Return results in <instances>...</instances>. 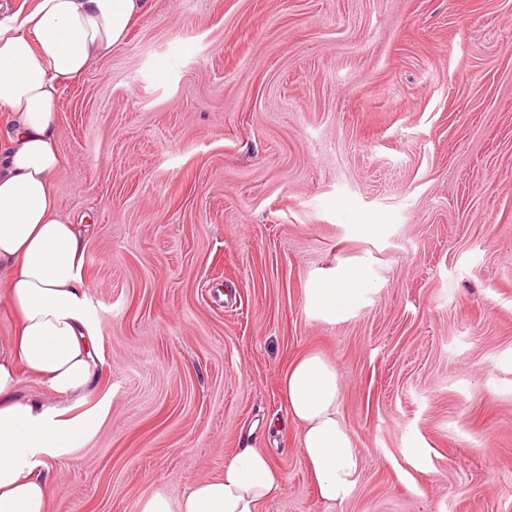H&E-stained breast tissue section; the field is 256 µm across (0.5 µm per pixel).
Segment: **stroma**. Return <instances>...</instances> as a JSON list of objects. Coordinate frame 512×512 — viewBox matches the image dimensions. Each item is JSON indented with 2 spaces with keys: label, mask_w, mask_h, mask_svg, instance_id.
<instances>
[{
  "label": "stroma",
  "mask_w": 512,
  "mask_h": 512,
  "mask_svg": "<svg viewBox=\"0 0 512 512\" xmlns=\"http://www.w3.org/2000/svg\"><path fill=\"white\" fill-rule=\"evenodd\" d=\"M60 95L99 430L46 512H137L237 448L260 512H512V0H150ZM341 271L348 316L308 291ZM342 373L362 467L317 492L280 380ZM355 272H344L324 279L310 289V303L319 313L336 318L353 309L369 290Z\"/></svg>",
  "instance_id": "stroma-1"
}]
</instances>
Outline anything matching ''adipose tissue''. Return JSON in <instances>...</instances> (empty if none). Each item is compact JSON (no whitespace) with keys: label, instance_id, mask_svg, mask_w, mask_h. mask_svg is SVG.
Returning <instances> with one entry per match:
<instances>
[{"label":"adipose tissue","instance_id":"1","mask_svg":"<svg viewBox=\"0 0 512 512\" xmlns=\"http://www.w3.org/2000/svg\"><path fill=\"white\" fill-rule=\"evenodd\" d=\"M149 0H34L0 8V106L12 130L0 146V298L14 331L0 343V512H46L48 479L93 434L107 404L78 416L20 397L23 378L66 398L96 377V333L84 278L85 238L57 207L60 92L122 44ZM366 290L357 273L324 279L310 303L329 317L353 309ZM289 418L322 500L351 493L361 468L353 435L339 416L341 373L316 352L293 362L281 380ZM285 486L261 449H239L222 476L190 480L180 495L157 491L138 512H257Z\"/></svg>","mask_w":512,"mask_h":512}]
</instances>
